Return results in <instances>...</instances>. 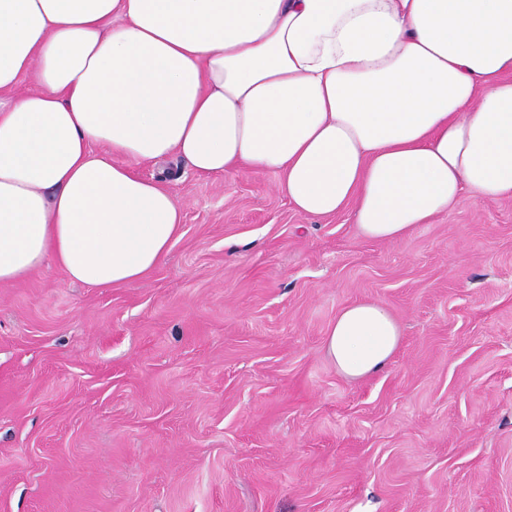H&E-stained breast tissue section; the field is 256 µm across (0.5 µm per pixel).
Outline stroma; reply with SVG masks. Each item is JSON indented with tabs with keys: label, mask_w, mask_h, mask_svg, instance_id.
<instances>
[{
	"label": "stroma",
	"mask_w": 512,
	"mask_h": 512,
	"mask_svg": "<svg viewBox=\"0 0 512 512\" xmlns=\"http://www.w3.org/2000/svg\"><path fill=\"white\" fill-rule=\"evenodd\" d=\"M183 207L140 281L0 285V512H512V199L398 242L301 214L275 175L136 166ZM359 301L379 374L324 349ZM400 336L396 319L382 304L354 303L337 314L327 332L325 349L341 375L359 379L387 366Z\"/></svg>",
	"instance_id": "1"
}]
</instances>
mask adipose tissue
Segmentation results:
<instances>
[{
  "label": "adipose tissue",
  "instance_id": "1",
  "mask_svg": "<svg viewBox=\"0 0 512 512\" xmlns=\"http://www.w3.org/2000/svg\"><path fill=\"white\" fill-rule=\"evenodd\" d=\"M172 155L389 242L464 193L512 198V0H0V284L144 277L182 209L133 167ZM400 336L355 303L325 349L359 379Z\"/></svg>",
  "mask_w": 512,
  "mask_h": 512
}]
</instances>
